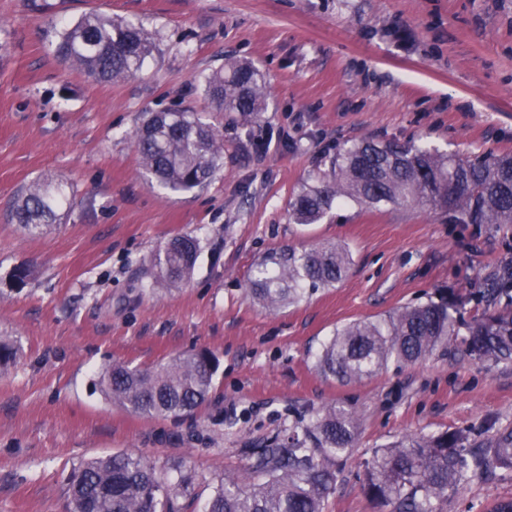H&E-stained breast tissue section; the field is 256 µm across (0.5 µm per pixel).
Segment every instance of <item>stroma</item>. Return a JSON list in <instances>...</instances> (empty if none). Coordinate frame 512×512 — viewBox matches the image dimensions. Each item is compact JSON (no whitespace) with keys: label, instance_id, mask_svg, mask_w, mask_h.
<instances>
[{"label":"stroma","instance_id":"1","mask_svg":"<svg viewBox=\"0 0 512 512\" xmlns=\"http://www.w3.org/2000/svg\"><path fill=\"white\" fill-rule=\"evenodd\" d=\"M94 10L152 34L139 74L94 82L56 59L63 25ZM240 61L267 80L260 121L224 125V165L203 188L149 182L131 139L142 113L206 109L205 76ZM363 140L463 159L512 152V0H0V337L17 350L0 371V512H66L72 466L123 450L171 478L191 473L182 503L201 512L247 448L333 404L353 409L361 430L327 512H386L363 489L376 449L445 431L479 443L512 428V363L452 345L357 383L318 370L336 328L464 295L512 241L506 224L392 205L289 220L292 196ZM47 175L69 179L73 207L31 234L10 222V205ZM183 235L199 244L192 275L152 284V257ZM325 240L352 255L340 283L275 311L248 296L267 251ZM22 263L35 274L18 288L9 275ZM189 349L219 360L191 414L147 418L95 386L105 364L149 368ZM500 497H512V471L469 482L448 512Z\"/></svg>","mask_w":512,"mask_h":512}]
</instances>
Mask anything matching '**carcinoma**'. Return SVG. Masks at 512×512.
<instances>
[{
  "label": "carcinoma",
  "mask_w": 512,
  "mask_h": 512,
  "mask_svg": "<svg viewBox=\"0 0 512 512\" xmlns=\"http://www.w3.org/2000/svg\"><path fill=\"white\" fill-rule=\"evenodd\" d=\"M153 49V37L143 26L99 14L67 25L55 43L62 63L95 81L138 74ZM205 94L212 111L252 124L264 112L267 82L257 67L235 62L206 76ZM134 140L142 170L173 192L204 185L224 163V133L191 108L147 113ZM346 203L441 212L455 224H512V154L463 160L412 143L358 142L338 150L329 172L293 196L289 214L298 224H315L333 206ZM71 204V185L45 177L17 192L10 219L39 232L58 223ZM196 256L193 237L173 239L152 259L156 280L181 283ZM350 265L348 248L336 242L274 248L255 266L250 296L268 308L295 303L309 288L336 284ZM31 276L26 263L10 273L18 288ZM459 304L478 311L466 326V353L487 363L512 361V244H505V253L456 300L441 294L383 321H354L336 330L323 345L319 367L350 382L375 375L391 359L423 361L459 335L453 315ZM215 371L212 353L189 350L143 370L114 362L101 369L98 384L115 405L151 418H178L208 399ZM359 428L356 412L343 406L298 417L287 437L247 449L245 474L220 478L204 512H325ZM499 469L512 470V429L476 448L467 447L461 433L446 431L376 450L365 463L364 488L388 512H447L448 499L465 484L489 480ZM66 494L70 512H181L178 489L133 451L74 466Z\"/></svg>",
  "instance_id": "obj_1"
}]
</instances>
